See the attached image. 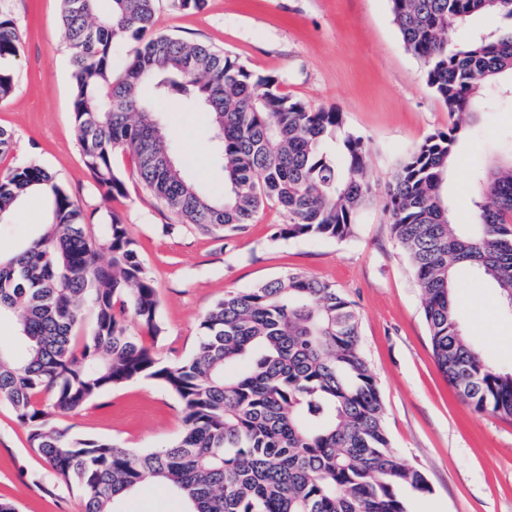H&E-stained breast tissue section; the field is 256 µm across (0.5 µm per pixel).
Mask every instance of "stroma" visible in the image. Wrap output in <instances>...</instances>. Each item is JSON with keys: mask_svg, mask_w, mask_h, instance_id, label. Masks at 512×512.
<instances>
[{"mask_svg": "<svg viewBox=\"0 0 512 512\" xmlns=\"http://www.w3.org/2000/svg\"><path fill=\"white\" fill-rule=\"evenodd\" d=\"M23 45L1 64L14 78L0 99V127L14 135L13 152L0 156V174L32 160L49 169L85 213L104 221L120 217L136 241L157 288L165 333L158 357H188L201 318L225 293L300 273L333 284L361 318L367 361L384 402L394 452L421 469L429 494L409 495L412 512H512V420L476 412L439 370L409 263L390 233L384 190L397 163L431 133L447 128V106L427 85L424 67L408 53L392 21L388 0H206L199 11L173 9L158 0L154 33L201 42L237 57L250 70L275 76L282 93L311 108L343 112L348 130L369 143L368 166L377 192L354 236L319 241L276 236L286 223L273 203L244 229L213 234L184 224L130 175L125 154L113 166L123 194L107 197L86 169L72 114V78L61 38V0H0ZM174 133L186 175L208 192L224 190V173L211 155L209 116L174 102L160 106ZM512 138V104L480 114L448 174L456 223H468L474 184L484 166ZM21 202L0 223V255L8 256L42 230ZM461 324L499 368L512 367V316L502 313L498 289L487 282L457 291ZM54 424L104 438L134 451L158 448L181 430L178 399L139 379L100 395L80 410L53 415ZM44 461L27 443L11 406L0 402V498L18 512H79L67 488L44 490L32 482Z\"/></svg>", "mask_w": 512, "mask_h": 512, "instance_id": "35a3bbf8", "label": "stroma"}]
</instances>
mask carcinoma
I'll return each mask as SVG.
<instances>
[{
    "label": "carcinoma",
    "instance_id": "obj_1",
    "mask_svg": "<svg viewBox=\"0 0 512 512\" xmlns=\"http://www.w3.org/2000/svg\"><path fill=\"white\" fill-rule=\"evenodd\" d=\"M97 2L62 0V40L83 161L106 195L124 189L113 167L120 151L184 224L237 230L273 202L288 217L279 237L354 235L376 188L369 144L346 130L344 113L288 97L277 78L222 50L147 37L156 0H112L107 15ZM389 5L405 50L452 116L398 163L386 188L390 231L421 291L438 368L476 411L511 419L512 370L490 364L464 335L455 292L468 275L494 283L512 307V154L483 171L468 224L451 221L447 180L471 124L492 108L489 88L506 76L512 86V0ZM481 15L509 25L455 37ZM124 40L137 47L116 79L113 48ZM21 49L16 24L0 15V60ZM162 101L211 113L222 197L175 161ZM163 151L172 158L167 169L154 160ZM43 186L41 233L0 258V323L12 326L0 341V400L80 512H126L125 500L153 482L168 487L182 512H409L401 490L431 492L425 474L390 448L359 312L334 285L288 274L230 291L201 319L194 352L164 362L145 343L164 332L157 289L121 219L110 216L92 238L93 216L45 167L27 162L0 176V221ZM137 379L161 384L181 404L182 429L165 447L136 452L50 421Z\"/></svg>",
    "mask_w": 512,
    "mask_h": 512
}]
</instances>
